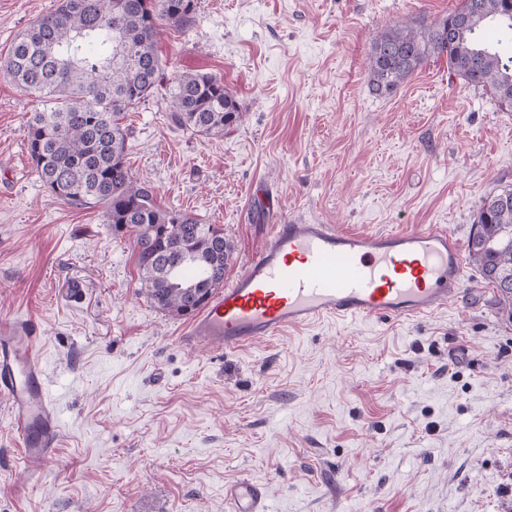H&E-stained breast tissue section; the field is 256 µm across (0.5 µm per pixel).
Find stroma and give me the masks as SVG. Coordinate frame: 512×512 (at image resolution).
<instances>
[{"label":"stroma","instance_id":"stroma-1","mask_svg":"<svg viewBox=\"0 0 512 512\" xmlns=\"http://www.w3.org/2000/svg\"><path fill=\"white\" fill-rule=\"evenodd\" d=\"M458 0H198L164 26L168 77L223 78L241 113L219 136L127 113L128 165L158 205L222 228L234 277L273 225L379 232L444 224L470 240L512 190V108L429 58L372 93L374 38ZM58 0H0V62ZM37 104L0 70V318L42 327L58 453L18 497L24 460L0 398V512H512V321L467 265L460 302L415 321L293 329L247 349L180 344L141 291L131 233L53 200L27 150ZM224 499L230 505L231 512H267L263 487L249 479L226 484Z\"/></svg>","mask_w":512,"mask_h":512}]
</instances>
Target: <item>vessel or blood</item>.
<instances>
[{
	"mask_svg": "<svg viewBox=\"0 0 512 512\" xmlns=\"http://www.w3.org/2000/svg\"><path fill=\"white\" fill-rule=\"evenodd\" d=\"M465 277L463 245L440 225L417 231L353 232L333 224L274 225L261 248L181 329L183 345L232 352L327 319L412 320L456 302ZM38 323L0 320V396L26 464L17 494L33 489L56 456L59 407L37 351ZM230 512H267L262 486L224 487Z\"/></svg>",
	"mask_w": 512,
	"mask_h": 512,
	"instance_id": "obj_1",
	"label": "vessel or blood"
}]
</instances>
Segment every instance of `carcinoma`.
<instances>
[{
  "instance_id": "obj_1",
  "label": "carcinoma",
  "mask_w": 512,
  "mask_h": 512,
  "mask_svg": "<svg viewBox=\"0 0 512 512\" xmlns=\"http://www.w3.org/2000/svg\"><path fill=\"white\" fill-rule=\"evenodd\" d=\"M197 0H58L14 40L3 69L44 107L26 123L27 146L51 196L72 206L99 205L105 223L134 237L144 292L159 310L198 312L224 283L233 245L224 230L179 210L160 208L150 187L126 166L124 113L169 83L171 122L201 136L224 134L240 121L224 80L185 72L167 81L158 52L164 23L187 27ZM512 44V0H459L423 30L396 24L378 35L369 56V84L392 93L429 57L512 106V54L477 37L487 23ZM482 278L496 288L512 320V200L481 206L469 244Z\"/></svg>"
}]
</instances>
